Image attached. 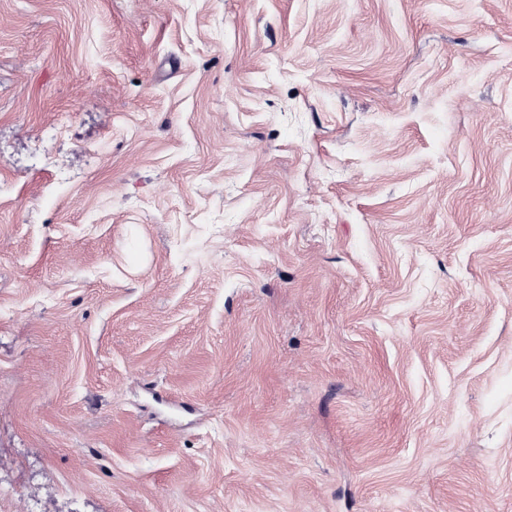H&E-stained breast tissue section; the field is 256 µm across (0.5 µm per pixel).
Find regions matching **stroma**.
I'll use <instances>...</instances> for the list:
<instances>
[{
  "label": "stroma",
  "mask_w": 512,
  "mask_h": 512,
  "mask_svg": "<svg viewBox=\"0 0 512 512\" xmlns=\"http://www.w3.org/2000/svg\"><path fill=\"white\" fill-rule=\"evenodd\" d=\"M0 512H512V0H0Z\"/></svg>",
  "instance_id": "35a3bbf8"
}]
</instances>
